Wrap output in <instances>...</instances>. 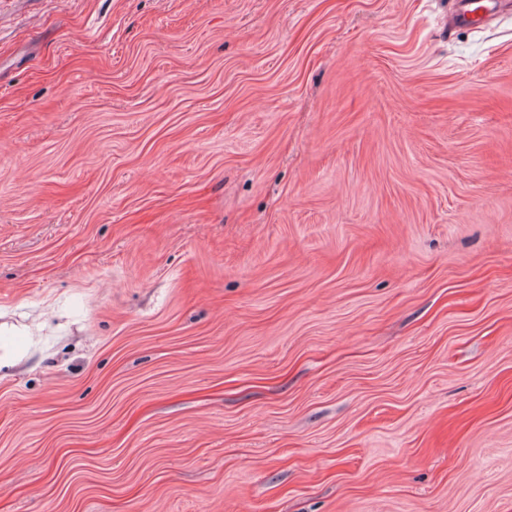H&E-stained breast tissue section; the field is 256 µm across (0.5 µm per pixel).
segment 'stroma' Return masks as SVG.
Here are the masks:
<instances>
[{
	"instance_id": "1",
	"label": "stroma",
	"mask_w": 512,
	"mask_h": 512,
	"mask_svg": "<svg viewBox=\"0 0 512 512\" xmlns=\"http://www.w3.org/2000/svg\"><path fill=\"white\" fill-rule=\"evenodd\" d=\"M0 0V512H512V5ZM483 2L486 3L482 4ZM499 2L500 0H479L478 2L458 0L452 24L480 28L493 18Z\"/></svg>"
}]
</instances>
